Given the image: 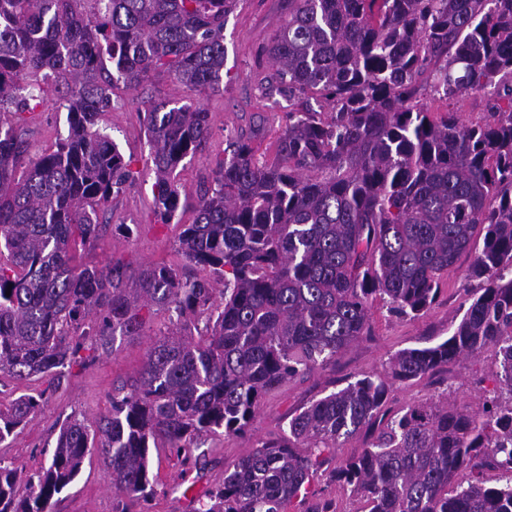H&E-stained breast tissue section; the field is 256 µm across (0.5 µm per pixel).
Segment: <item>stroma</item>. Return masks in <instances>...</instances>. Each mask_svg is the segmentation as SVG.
<instances>
[{"instance_id":"stroma-1","label":"stroma","mask_w":512,"mask_h":512,"mask_svg":"<svg viewBox=\"0 0 512 512\" xmlns=\"http://www.w3.org/2000/svg\"><path fill=\"white\" fill-rule=\"evenodd\" d=\"M287 15L288 0H238L224 24V80L217 89L192 95L162 72L136 86H114L112 108L102 115L99 125L118 144L133 177L113 196L105 216L111 227L134 224L138 231L125 237L112 233L111 227L104 230L97 239L78 246L77 254L83 262L101 266L120 260L137 269L175 260L180 226L191 223L193 214L185 212L181 224H164L153 210L155 174L149 160L144 113L151 103L187 96L210 112L207 147L186 158L176 171L182 193L195 198L199 183L223 159L226 140L248 129L253 116H263L273 130L285 126L290 110L288 100L263 98L261 84L266 74L263 50ZM66 115L55 87L46 86L42 111L30 127L35 151L51 148L57 136L66 133ZM470 262V257L464 256L449 268L441 281L437 304L418 318H396L382 301H375L371 308V336L351 345L336 363L306 379L289 382L265 397L252 433L228 440L218 435L208 438L203 446L204 456L188 466L168 451L152 453L150 463L159 475L156 493L148 503L130 505L129 512H189L190 503L182 488L185 477L195 478L199 492L217 485L223 480L225 469L251 451L256 438L281 434L289 412L346 386L360 375L385 373L388 359L398 350L421 348L430 341L446 339L465 312ZM168 325L167 313L159 312L142 335L116 337L96 360L66 367L60 386L48 391L40 408L0 444V458L26 473L47 466L60 425L74 417L91 423L105 414L113 387L138 375L154 336ZM492 369L493 358L487 352L458 359L438 376L396 383L391 406L399 409L444 395L458 409H477L484 390L494 386ZM117 505L110 472L95 451L86 457L75 482L58 495L54 512H115Z\"/></svg>"}]
</instances>
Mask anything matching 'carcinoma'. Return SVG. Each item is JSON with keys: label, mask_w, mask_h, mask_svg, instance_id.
<instances>
[{"label": "carcinoma", "mask_w": 512, "mask_h": 512, "mask_svg": "<svg viewBox=\"0 0 512 512\" xmlns=\"http://www.w3.org/2000/svg\"><path fill=\"white\" fill-rule=\"evenodd\" d=\"M237 0H0V374L47 387L83 352L140 336L165 311L202 321L198 336L162 332L133 381L95 423L61 427L48 467L25 478L0 465V512H53L90 450L112 485L146 503L158 475L150 449L187 462L202 439L245 435L261 400L371 335L370 308L414 319L442 277L472 255L469 306L447 339L406 348L386 375L367 374L288 416L191 500V512H341L309 491L323 473L363 512H512V0H288L266 48L268 94L295 103L268 136L254 126L204 178L191 223L179 164L205 149L210 113L192 100L154 103L144 121L154 210L179 224L174 265L135 271L81 262L98 211L133 173L98 127L118 82L162 69L191 92L224 76V22ZM449 103L482 92L487 116L467 124ZM64 90L67 135L33 153L41 84ZM136 287L129 288V281ZM490 350L496 387L477 411L436 401L395 410L393 386ZM46 395L0 407V443ZM361 453L332 470L341 441ZM506 483L488 487L484 468ZM466 468L473 479L448 491Z\"/></svg>", "instance_id": "1"}]
</instances>
